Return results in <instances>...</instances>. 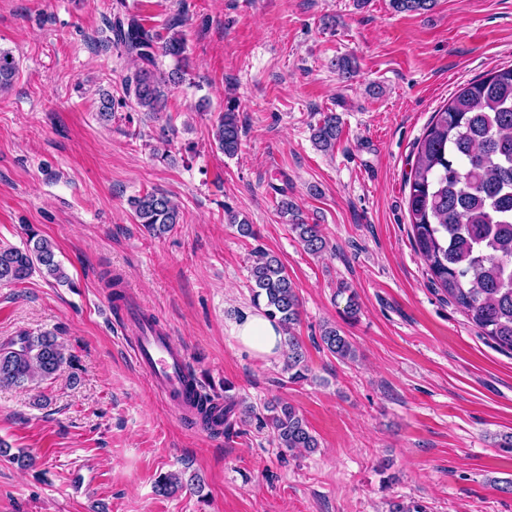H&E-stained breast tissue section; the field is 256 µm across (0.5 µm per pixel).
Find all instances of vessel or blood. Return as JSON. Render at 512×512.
Instances as JSON below:
<instances>
[{
  "label": "vessel or blood",
  "mask_w": 512,
  "mask_h": 512,
  "mask_svg": "<svg viewBox=\"0 0 512 512\" xmlns=\"http://www.w3.org/2000/svg\"><path fill=\"white\" fill-rule=\"evenodd\" d=\"M141 308L129 302L126 318L137 325L132 340L134 358L146 375L152 391L161 399L190 410L194 387L189 378L187 353L165 326L138 325Z\"/></svg>",
  "instance_id": "vessel-or-blood-1"
}]
</instances>
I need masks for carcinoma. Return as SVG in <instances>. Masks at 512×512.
Wrapping results in <instances>:
<instances>
[{"label":"carcinoma","mask_w":512,"mask_h":512,"mask_svg":"<svg viewBox=\"0 0 512 512\" xmlns=\"http://www.w3.org/2000/svg\"><path fill=\"white\" fill-rule=\"evenodd\" d=\"M396 12L428 11L433 0H390ZM116 0L107 19L105 49L136 63L124 77L125 90L137 105L153 116L165 106L171 87L183 79L186 43L181 32L166 37L146 27L142 19L120 10ZM169 56L176 67L159 69L158 58ZM16 60L0 48V90L11 86ZM242 125L229 108L219 116L215 142L227 156L237 154ZM340 135L335 114L324 115L313 128L315 144L334 150ZM138 223L160 236L180 223L178 207L160 192H148L130 201ZM280 213L311 255L322 253L327 241L321 225L310 224L300 209L286 199ZM408 212L412 239L422 256L430 283L461 310L478 334L500 350L512 352V67L493 69L463 87L434 116L416 144L413 174L409 178ZM54 280L65 278L52 244L32 232L24 247L0 246V285L16 284L34 272ZM253 305L276 321L284 333L288 359L284 371L291 382L309 379L303 345L295 334L300 322V300L285 266L275 256L255 252L249 268ZM323 348L342 362H352L356 349L336 326L322 330ZM64 355L55 337L23 334L0 344V384H21L37 376L53 375ZM224 384V433L230 434L232 413H253L229 394ZM274 440L284 451L319 447L298 409L286 401L266 406Z\"/></svg>","instance_id":"carcinoma-1"}]
</instances>
